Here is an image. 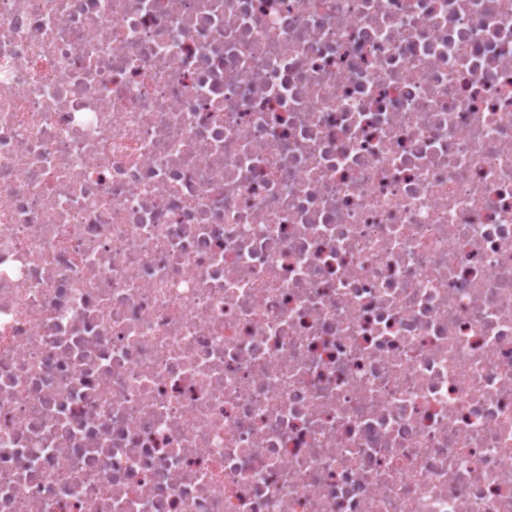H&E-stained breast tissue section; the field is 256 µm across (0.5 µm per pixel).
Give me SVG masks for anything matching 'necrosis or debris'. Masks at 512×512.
Listing matches in <instances>:
<instances>
[{
    "label": "necrosis or debris",
    "mask_w": 512,
    "mask_h": 512,
    "mask_svg": "<svg viewBox=\"0 0 512 512\" xmlns=\"http://www.w3.org/2000/svg\"><path fill=\"white\" fill-rule=\"evenodd\" d=\"M0 512H512V0H0Z\"/></svg>",
    "instance_id": "1"
}]
</instances>
